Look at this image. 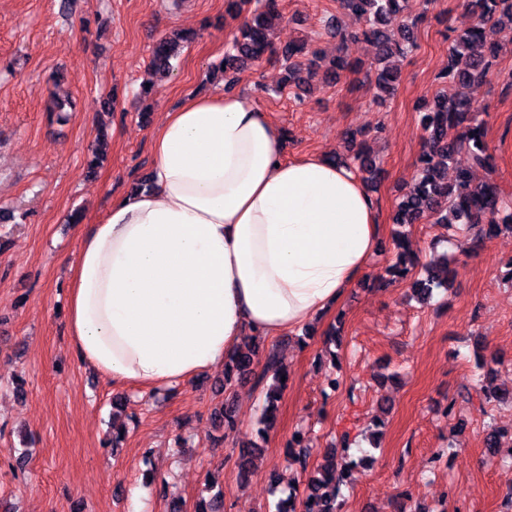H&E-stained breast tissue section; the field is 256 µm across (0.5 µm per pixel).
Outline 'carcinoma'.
Returning <instances> with one entry per match:
<instances>
[{"label": "carcinoma", "mask_w": 512, "mask_h": 512, "mask_svg": "<svg viewBox=\"0 0 512 512\" xmlns=\"http://www.w3.org/2000/svg\"><path fill=\"white\" fill-rule=\"evenodd\" d=\"M476 23L461 35L449 52L448 67L439 75L441 88L435 96L434 110L422 118L428 133L429 149L419 158L417 175L412 187L404 194L395 217L397 224H417L433 218L437 224H466L474 230V247L480 248L485 240L502 229L512 231V216L499 219L501 196L499 186L491 179L481 183L473 180L474 171L492 172V155L485 141V123L477 110L463 94V89L483 83L496 60L499 50L485 36V25L494 18L497 4L502 0H468ZM408 0H339L340 7L364 19L361 35L377 49L379 60H388L396 54L412 51L415 46L413 26L405 22L403 12ZM251 0H226V10L244 17L235 39L236 54L226 57L227 65L242 68L247 64L268 60L281 54L282 65L292 74L298 88L309 86L314 76L312 62L305 56L317 55L307 44H289L277 51L270 40V32L278 26L283 15L279 0H264L251 10ZM195 33H174L157 41L152 48L150 68L153 74H169L174 69L172 60ZM467 155V164H454L459 153ZM395 261L386 273L394 279L408 277L417 265L415 255L403 239L397 240ZM424 275L414 279L412 290L417 298L429 300L436 288L448 285V260L440 258L423 267ZM260 349L247 339L224 362V389L231 390L251 372ZM288 376L278 353L271 349L264 356L263 370L256 376L255 385L265 390V406L257 433L264 436L272 428ZM460 396L471 401L475 398L489 403L509 401L508 394L491 391L486 386L465 387ZM506 432L492 425L484 434L487 455L495 457L503 444ZM289 457L301 471H307L310 448L304 435L295 433L286 443ZM356 465L353 459L338 456L330 448L323 454V464L310 474L308 492L302 502L303 512H342V486L349 470ZM196 512H224V492L219 491L199 503Z\"/></svg>", "instance_id": "carcinoma-1"}]
</instances>
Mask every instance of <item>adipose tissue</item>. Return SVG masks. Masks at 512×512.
Segmentation results:
<instances>
[{
  "mask_svg": "<svg viewBox=\"0 0 512 512\" xmlns=\"http://www.w3.org/2000/svg\"><path fill=\"white\" fill-rule=\"evenodd\" d=\"M152 155L150 189L80 225L69 263L71 348L113 384L177 393L245 336L320 320L367 275L380 218L364 183L320 155L285 158L251 96H188Z\"/></svg>",
  "mask_w": 512,
  "mask_h": 512,
  "instance_id": "1",
  "label": "adipose tissue"
}]
</instances>
